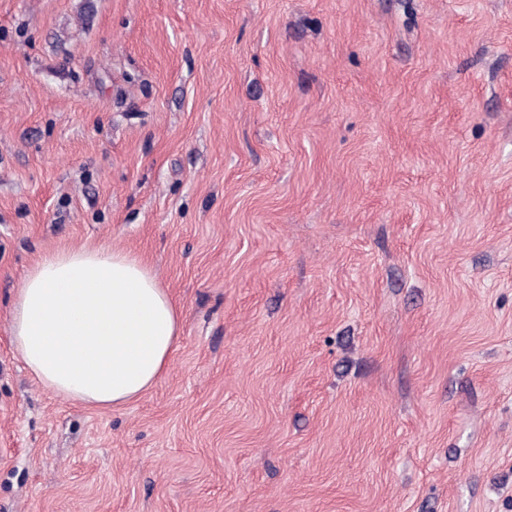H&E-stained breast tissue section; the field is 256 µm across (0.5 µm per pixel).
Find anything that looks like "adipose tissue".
<instances>
[{
	"label": "adipose tissue",
	"instance_id": "adipose-tissue-1",
	"mask_svg": "<svg viewBox=\"0 0 512 512\" xmlns=\"http://www.w3.org/2000/svg\"><path fill=\"white\" fill-rule=\"evenodd\" d=\"M180 322V309L140 257L79 249L49 254L29 270L11 336L47 390L114 409L161 378Z\"/></svg>",
	"mask_w": 512,
	"mask_h": 512
}]
</instances>
